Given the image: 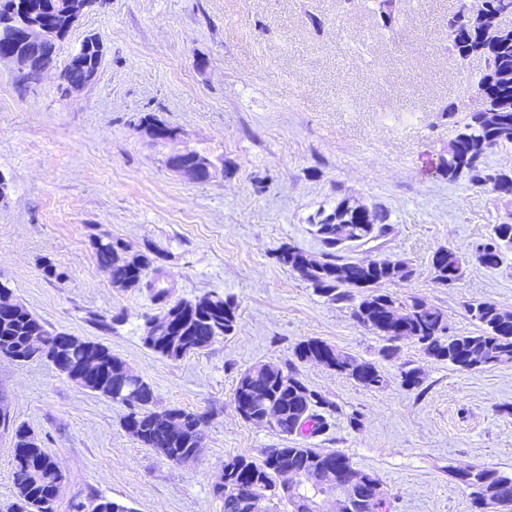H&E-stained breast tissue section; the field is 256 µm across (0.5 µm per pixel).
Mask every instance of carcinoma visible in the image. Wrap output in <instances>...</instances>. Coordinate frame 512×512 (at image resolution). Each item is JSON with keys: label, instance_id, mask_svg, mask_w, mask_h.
Returning <instances> with one entry per match:
<instances>
[{"label": "carcinoma", "instance_id": "cac0c4a2", "mask_svg": "<svg viewBox=\"0 0 512 512\" xmlns=\"http://www.w3.org/2000/svg\"><path fill=\"white\" fill-rule=\"evenodd\" d=\"M62 0H0V7L33 9L58 31H67L61 12ZM401 0H380L379 16L388 26L400 13ZM512 15V0H460L448 35V51L464 60L484 59L485 69L476 82V92L486 103L482 112L457 115L463 108L450 104L446 116L457 126V135L448 147V158L440 161L439 171L450 178L463 176L469 184L488 189L499 196H512V169L491 171L484 161L485 150L512 145V30L500 20ZM325 251L322 260L309 258L294 246L278 252V261L307 282L326 301L352 306L355 320L386 342L384 356L394 353V342L407 338L417 341L434 359L463 370L512 364V312L488 301L469 303L466 312L478 324V332L466 336L448 335L444 312L416 296L401 297L379 289L385 283L400 282L412 276L403 260H380L370 265L346 261L339 251L347 243L366 242L385 234L389 213L342 199L330 209L321 208L309 217ZM99 265L116 288H145L160 306L157 315L146 319L143 345L160 357L178 361L208 348L218 337L229 336L238 327L237 306L219 293L196 301H169V288L161 286V276L146 280L153 259L146 254L129 256L117 241L92 242ZM512 253V222L493 225L492 234L475 247L474 258L483 267L495 270ZM437 282L446 285L464 274V262L447 248L436 250L431 259ZM0 352L25 362L46 359L70 380L113 402L128 413L123 427L143 447L172 464L194 460L204 440L199 423L204 416L181 408L167 416L182 420L183 429H170L155 421L152 410L155 394L140 375L131 381L137 397L123 391L129 370L124 362L100 343L64 332H53L23 305L0 307ZM297 359L320 360L327 368L344 374L370 389H382L387 380L377 366L358 359L315 338L298 345ZM235 405L247 422L262 425L278 435L316 436L330 424L326 412L333 407L320 393L307 387L294 370L258 363L241 373L234 389ZM14 439L13 482L16 489L13 512H54L63 473L25 424L12 427ZM303 471L298 481L304 500L330 494L331 483L345 474L359 477L371 491L381 483L370 472L353 467L340 451L320 448H267L259 461L236 456L224 462V491L214 494L220 512H248L250 497L272 501L270 512H293L292 503L282 499L277 479L284 469ZM455 478L470 492L477 512H512V475L496 469L471 467L457 470ZM133 512V509L104 497L90 502V512ZM351 512H390L386 498L366 494L353 502Z\"/></svg>", "mask_w": 512, "mask_h": 512}]
</instances>
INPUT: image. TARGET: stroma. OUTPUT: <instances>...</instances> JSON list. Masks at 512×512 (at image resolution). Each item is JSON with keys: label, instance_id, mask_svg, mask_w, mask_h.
Returning <instances> with one entry per match:
<instances>
[{"label": "stroma", "instance_id": "1", "mask_svg": "<svg viewBox=\"0 0 512 512\" xmlns=\"http://www.w3.org/2000/svg\"><path fill=\"white\" fill-rule=\"evenodd\" d=\"M457 0H404L383 26L377 0H104L85 9L56 46V70L19 89L0 63V285L50 330L107 346L154 388L155 411L207 414L203 450L174 465L123 427L126 407L91 392L42 358L0 359V406L28 425L64 474L57 512L103 496L134 512H219L212 487L225 460L266 448L337 450L374 473L390 512H475L458 469L512 473V364L460 371L416 341L383 339L279 263L281 246L321 258L308 218L342 199L390 214L386 236L345 246L349 261L404 260L413 275L386 284L476 326L468 302L512 311V256L497 270L472 260L512 197L437 176L456 135L445 112L467 102L482 58L448 51ZM103 57L94 82L64 95L58 70L86 37ZM152 114L178 129L153 142ZM196 151L212 179L188 180L169 155ZM120 240L153 258L171 300L217 292L239 326L179 361L144 347L145 289L113 287L93 240ZM441 247L467 261L453 285L431 266ZM58 273H45L46 265ZM317 338L375 363L384 389L297 360ZM257 363L295 369L333 402L330 428L281 437L244 421L234 403ZM421 372L418 387L401 373Z\"/></svg>", "mask_w": 512, "mask_h": 512}]
</instances>
